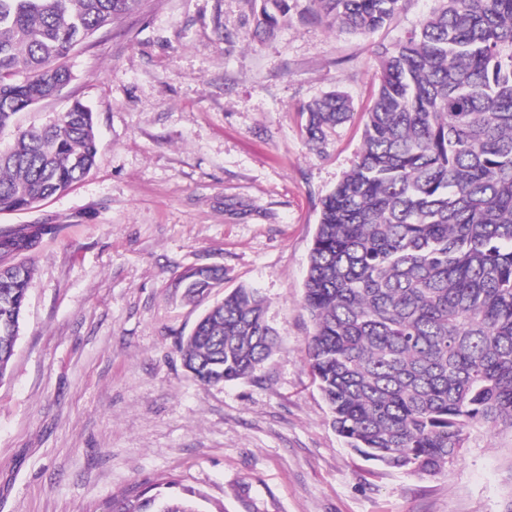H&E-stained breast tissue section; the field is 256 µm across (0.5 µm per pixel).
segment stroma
Wrapping results in <instances>:
<instances>
[{"mask_svg": "<svg viewBox=\"0 0 512 512\" xmlns=\"http://www.w3.org/2000/svg\"><path fill=\"white\" fill-rule=\"evenodd\" d=\"M138 0L68 60L70 83L19 113L41 125L94 112L95 168L2 224H55L0 383V512H110L170 476L204 512H507L512 432L479 430L435 476L344 447L313 380L304 306L320 200L352 167L378 84L376 44L418 27L435 0H403L365 37L286 0ZM346 94L353 119L310 150L303 107ZM224 271L258 289L280 349L256 377L208 385L179 343L203 307L179 282Z\"/></svg>", "mask_w": 512, "mask_h": 512, "instance_id": "35a3bbf8", "label": "stroma"}]
</instances>
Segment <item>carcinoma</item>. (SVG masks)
Masks as SVG:
<instances>
[{
  "label": "carcinoma",
  "instance_id": "1",
  "mask_svg": "<svg viewBox=\"0 0 512 512\" xmlns=\"http://www.w3.org/2000/svg\"><path fill=\"white\" fill-rule=\"evenodd\" d=\"M137 0H0V133L71 80L63 64ZM272 30L285 0H264ZM312 18L359 35L391 22L402 0H312ZM405 39L376 55L358 160L321 200L304 304L310 371L337 435L394 470L442 472L479 429L512 430V0H438ZM316 150L352 116L330 92L302 111ZM98 148L76 101L0 148V212L31 211L83 180ZM53 224L0 232V382L20 335L34 251ZM224 270L182 282L200 296ZM277 347L265 300L240 287L182 340L195 379L253 376ZM114 512H202L156 494Z\"/></svg>",
  "mask_w": 512,
  "mask_h": 512
}]
</instances>
